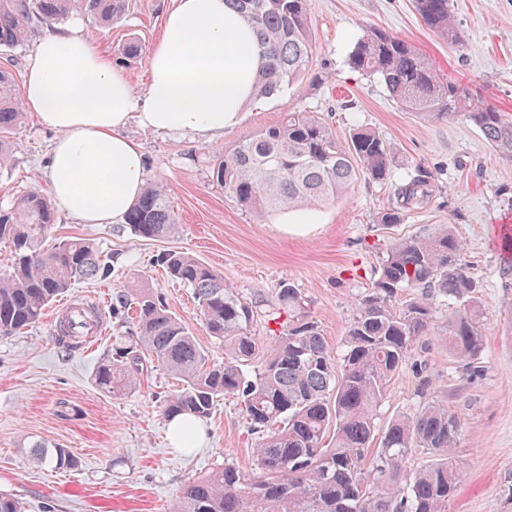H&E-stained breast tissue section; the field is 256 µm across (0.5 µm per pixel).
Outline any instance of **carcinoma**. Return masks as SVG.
Segmentation results:
<instances>
[{
  "label": "carcinoma",
  "instance_id": "carcinoma-1",
  "mask_svg": "<svg viewBox=\"0 0 512 512\" xmlns=\"http://www.w3.org/2000/svg\"><path fill=\"white\" fill-rule=\"evenodd\" d=\"M251 23L263 64L254 97H268L306 75L315 42L307 0H226ZM425 25L456 44L459 32L451 0H414ZM128 9V0H0V49L24 43L35 26L84 14L106 27ZM348 64L376 75L401 108L426 119L464 118L476 126L497 156L512 160V116L462 81L437 73L411 42L371 28L351 51ZM24 111L15 72L0 66V169L12 166L14 131ZM391 156L371 128L339 140L320 118L289 112L237 145L212 168L213 180L259 222L276 213L317 210L340 200L361 172L387 180ZM435 175L418 168L395 189V202L378 223L401 224L428 204ZM56 223L52 202L34 189L0 206V240L13 246L12 272L0 277V336L36 323L45 308L81 280H105L112 265L92 239L45 245ZM124 223L144 239H166L178 230L168 195L158 184L146 189ZM167 274L190 288L207 333L224 343V361L213 362L189 327L147 288L130 285L117 295L112 317L132 304L137 312L131 340L112 347L98 365L96 384L120 397L136 387L150 356L182 381L165 400L167 418H206L218 399L240 405L258 433L255 473L246 477L233 463L183 487L174 512H448L463 478L454 447L462 428L459 412L434 399L419 401L386 427L376 423L388 382L432 335L435 299L448 302L443 326L448 350L476 369L484 350L477 282L462 244L442 226L427 238L392 242L379 265L372 291L359 302L336 361L301 292L283 285L277 305L288 322L270 344L253 335L252 307L196 258L168 251L158 258ZM412 297L395 305L399 293ZM60 335L71 344L81 335L71 315ZM379 447H372L374 440ZM422 448L428 464L407 465L408 451ZM34 460L72 469L65 448L32 445Z\"/></svg>",
  "mask_w": 512,
  "mask_h": 512
}]
</instances>
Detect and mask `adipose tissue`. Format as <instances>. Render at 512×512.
Returning <instances> with one entry per match:
<instances>
[{"label": "adipose tissue", "mask_w": 512, "mask_h": 512, "mask_svg": "<svg viewBox=\"0 0 512 512\" xmlns=\"http://www.w3.org/2000/svg\"><path fill=\"white\" fill-rule=\"evenodd\" d=\"M261 65L254 29L225 0H176L147 56L136 92L123 71L77 26L39 40L23 75L22 101L56 131L48 168L55 204L84 224L123 218L147 181L141 146L122 128L223 136L236 125Z\"/></svg>", "instance_id": "obj_1"}]
</instances>
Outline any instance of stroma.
<instances>
[{"instance_id": "1", "label": "stroma", "mask_w": 512, "mask_h": 512, "mask_svg": "<svg viewBox=\"0 0 512 512\" xmlns=\"http://www.w3.org/2000/svg\"><path fill=\"white\" fill-rule=\"evenodd\" d=\"M174 0H132L125 17L101 28L87 17L84 33L104 53L117 56L130 38L143 51L159 40ZM461 44L448 43L421 21L413 0H308L316 41L304 80L248 104L241 121L223 137L150 134L136 124L124 133L143 149L147 179L161 184L179 217L175 237L158 241L132 235L123 220L82 224L58 213L53 240L90 238L112 257L107 283L69 289L73 298L105 312L101 338L75 351L58 343L54 306L23 333L0 336V495L25 512H172L189 480L224 462L251 474L256 436L239 405L216 402L202 425L203 447L173 448L163 405L181 382L146 360L137 386L120 398L100 389L95 372L116 337L135 325L111 318V297L130 282L144 285L188 325L213 361L224 345L207 333L190 288L172 280L158 254L183 251L221 273L254 311L262 342L288 320L278 312L281 285L298 288L333 353H341L357 302L371 289L389 244L428 237L441 226L464 246L479 286L485 349L481 375H469L443 337L422 338L414 355L391 379L380 422L410 411L419 391L454 407L462 416L455 456L464 482L448 512H512V160L499 158L482 134L461 118L434 121L405 111L379 79L351 69L348 55L372 27L410 40L442 73L468 84L512 114V0H453ZM322 118L339 139L358 126L376 130L393 159L382 183L358 176L338 202L311 213H278L257 222L212 180V167L243 140L276 124L284 113ZM55 132L26 116L15 132L18 150L0 171V205L30 189L47 191L46 172ZM436 176L423 208L400 224L377 217L391 204L394 187L417 168ZM68 449L76 469L38 466L33 442Z\"/></svg>"}]
</instances>
